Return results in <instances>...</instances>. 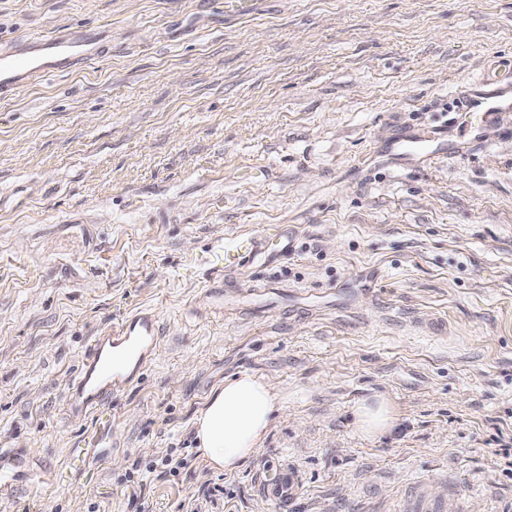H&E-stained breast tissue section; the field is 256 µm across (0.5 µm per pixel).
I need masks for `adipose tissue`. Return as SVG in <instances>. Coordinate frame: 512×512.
<instances>
[{
  "mask_svg": "<svg viewBox=\"0 0 512 512\" xmlns=\"http://www.w3.org/2000/svg\"><path fill=\"white\" fill-rule=\"evenodd\" d=\"M280 409L277 389L264 378L249 373L228 378L195 416L197 448L212 469L235 472L256 453ZM354 422L368 435L385 434L394 426L390 406L381 397L356 406Z\"/></svg>",
  "mask_w": 512,
  "mask_h": 512,
  "instance_id": "1",
  "label": "adipose tissue"
}]
</instances>
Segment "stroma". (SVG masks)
<instances>
[{"mask_svg": "<svg viewBox=\"0 0 512 512\" xmlns=\"http://www.w3.org/2000/svg\"><path fill=\"white\" fill-rule=\"evenodd\" d=\"M80 29L104 52L0 102V448L28 467L0 512H175L204 485L270 512L263 462L302 472L288 512H396L461 480L469 512H512L487 440L512 423V0H0V40ZM420 129L438 154L390 142ZM260 250L235 269L239 234ZM255 291L250 310L212 311ZM156 314L152 363L109 400L96 476L47 480L93 434L66 391L94 336ZM243 372L279 391L239 472L209 468L193 420ZM381 396L394 429L352 410ZM191 453L141 491L125 474Z\"/></svg>", "mask_w": 512, "mask_h": 512, "instance_id": "stroma-1", "label": "stroma"}]
</instances>
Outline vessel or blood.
Wrapping results in <instances>:
<instances>
[{"instance_id": "b4317fda", "label": "vessel or blood", "mask_w": 512, "mask_h": 512, "mask_svg": "<svg viewBox=\"0 0 512 512\" xmlns=\"http://www.w3.org/2000/svg\"><path fill=\"white\" fill-rule=\"evenodd\" d=\"M102 51L96 32L81 31L64 36L27 35L7 45L0 44V100L12 98L30 82L67 71L95 59ZM394 152L426 157L433 141L426 133L394 143ZM159 326L154 313L139 312L96 337L75 377L66 399L70 413L98 412L112 394L128 387L152 360L159 346ZM259 491L275 506L287 505L302 487V473L290 462L264 463L257 475ZM447 497L433 499L412 490L399 512H448Z\"/></svg>"}]
</instances>
